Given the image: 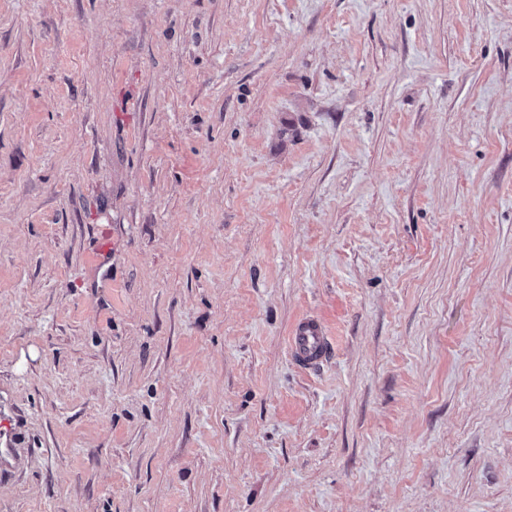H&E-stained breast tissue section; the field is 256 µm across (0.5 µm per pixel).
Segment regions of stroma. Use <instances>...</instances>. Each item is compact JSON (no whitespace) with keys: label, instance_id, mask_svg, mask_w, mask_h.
<instances>
[{"label":"stroma","instance_id":"stroma-1","mask_svg":"<svg viewBox=\"0 0 512 512\" xmlns=\"http://www.w3.org/2000/svg\"><path fill=\"white\" fill-rule=\"evenodd\" d=\"M0 448V512H512V0H0ZM288 336L292 358L303 367H314L326 357L329 344L324 324L314 317L297 321Z\"/></svg>","mask_w":512,"mask_h":512}]
</instances>
